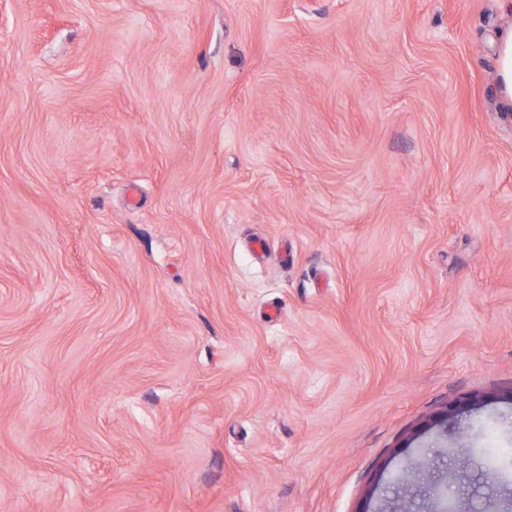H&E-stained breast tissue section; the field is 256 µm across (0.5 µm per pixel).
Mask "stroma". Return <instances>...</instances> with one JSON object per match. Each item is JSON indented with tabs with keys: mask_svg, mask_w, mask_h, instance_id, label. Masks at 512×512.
Masks as SVG:
<instances>
[{
	"mask_svg": "<svg viewBox=\"0 0 512 512\" xmlns=\"http://www.w3.org/2000/svg\"><path fill=\"white\" fill-rule=\"evenodd\" d=\"M505 22L0 0V512H512ZM497 84L502 112L511 114L512 118V23L498 36Z\"/></svg>",
	"mask_w": 512,
	"mask_h": 512,
	"instance_id": "obj_1",
	"label": "stroma"
}]
</instances>
